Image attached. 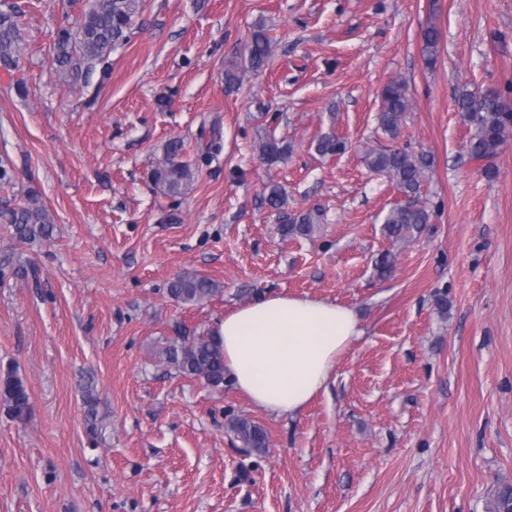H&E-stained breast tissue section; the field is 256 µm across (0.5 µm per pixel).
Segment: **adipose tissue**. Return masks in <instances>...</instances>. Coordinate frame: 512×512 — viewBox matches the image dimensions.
<instances>
[{"label": "adipose tissue", "mask_w": 512, "mask_h": 512, "mask_svg": "<svg viewBox=\"0 0 512 512\" xmlns=\"http://www.w3.org/2000/svg\"><path fill=\"white\" fill-rule=\"evenodd\" d=\"M215 333L224 373L257 408L294 414L325 389L342 354L364 334L355 309L272 293L225 315Z\"/></svg>", "instance_id": "ef3b65f1"}]
</instances>
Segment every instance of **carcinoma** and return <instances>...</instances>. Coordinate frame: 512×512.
Masks as SVG:
<instances>
[{"mask_svg": "<svg viewBox=\"0 0 512 512\" xmlns=\"http://www.w3.org/2000/svg\"><path fill=\"white\" fill-rule=\"evenodd\" d=\"M143 0H84L75 20L60 26L50 51L51 66L59 80L73 90L85 87L95 73L104 79L109 75L112 50L127 41L135 19L142 13ZM18 10L0 11V68L15 70L21 60L23 38L20 33ZM440 43L439 29L430 25L423 33L422 57L428 66L435 65ZM273 38L263 22L252 26L240 61L224 72L230 88L242 83L248 73H259L269 64ZM378 127L391 137L399 133L406 112L411 108L407 86L402 80L390 81L381 91ZM456 103L469 127L467 157L473 162L493 159L504 143L512 137V107L494 90L476 94L468 89L458 92ZM316 151L322 156H335L346 150V141L330 132L318 138ZM182 143L170 141L163 155L151 168L153 187L164 196L176 197L188 193L195 182L196 170L182 160ZM257 150L269 164L281 162L290 153V145L266 135L259 139ZM363 162L367 170L388 178L411 204H395L384 217V232L395 242H408L431 223L433 213L420 202L423 182L434 164L427 153L406 149L371 150ZM265 202L284 217L279 231L284 237L310 236L322 221L318 210L290 215L285 211L287 198L277 184L266 187ZM0 224L13 229V235L24 242L48 239L53 235L54 218L31 190L24 201L16 204L0 202ZM224 292V285L193 272H181L169 283L168 294L182 305H198ZM159 359L178 373L204 380L214 388L224 387V350L213 333L191 332L178 325L174 336L167 340ZM84 408L85 434L92 445L103 439L107 415L100 412L101 398L93 378L80 384ZM0 403L9 416L19 422L32 413L33 402L21 376L11 370L0 376ZM231 429L243 446L261 452L268 447V434L258 423L238 417ZM490 512H512V485L497 488Z\"/></svg>", "mask_w": 512, "mask_h": 512, "instance_id": "carcinoma-1", "label": "carcinoma"}]
</instances>
